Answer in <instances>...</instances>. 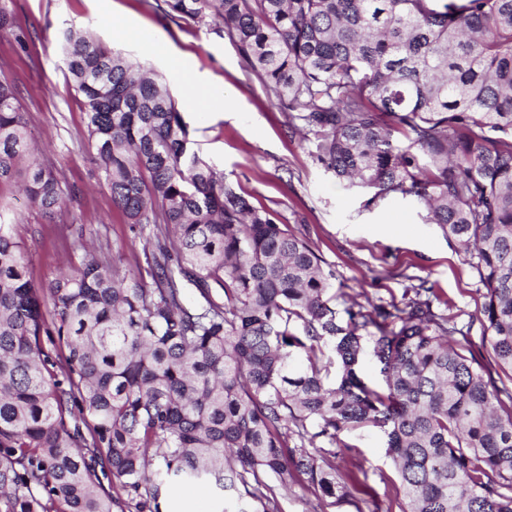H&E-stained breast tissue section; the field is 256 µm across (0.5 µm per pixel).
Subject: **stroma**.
<instances>
[{
    "instance_id": "obj_1",
    "label": "stroma",
    "mask_w": 512,
    "mask_h": 512,
    "mask_svg": "<svg viewBox=\"0 0 512 512\" xmlns=\"http://www.w3.org/2000/svg\"><path fill=\"white\" fill-rule=\"evenodd\" d=\"M1 9L11 14L14 30L0 32V80L16 86L29 135L69 194L61 216L50 222L16 184L0 185V213L17 219L35 281L79 264L89 244L129 268L143 260L84 146L86 106L70 86L60 52L63 32L76 27L163 75L199 154L254 206L275 211L335 272L337 310L401 305L422 283L451 302L459 323L481 306L478 275L459 242L424 223L413 201L392 195L370 207L365 193L344 188L325 172L314 158V140L293 135L287 114L245 70L219 20L173 22L154 0H0ZM121 28L136 30V37L117 40ZM17 31L25 34V46L15 42ZM188 77L206 87V109L185 100ZM344 440L352 450L335 462L358 478L359 488L326 498L298 480L280 492L281 512H400L403 493L382 429L370 425Z\"/></svg>"
}]
</instances>
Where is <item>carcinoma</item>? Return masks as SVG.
<instances>
[{
    "label": "carcinoma",
    "mask_w": 512,
    "mask_h": 512,
    "mask_svg": "<svg viewBox=\"0 0 512 512\" xmlns=\"http://www.w3.org/2000/svg\"><path fill=\"white\" fill-rule=\"evenodd\" d=\"M162 2L175 21L219 17L317 163L373 191L367 205L414 199L466 248L481 344L449 343L462 330L423 285L403 308L340 317L334 272L200 156L162 76L69 28L85 147L146 268L87 250L37 283L0 213V512H162L198 481L221 497L241 485L239 512H280L277 488L298 478L348 494L336 449L370 424L400 512H512V0ZM37 153L0 82V183L21 180L51 221L67 190ZM368 353L382 390L360 376Z\"/></svg>",
    "instance_id": "obj_1"
}]
</instances>
